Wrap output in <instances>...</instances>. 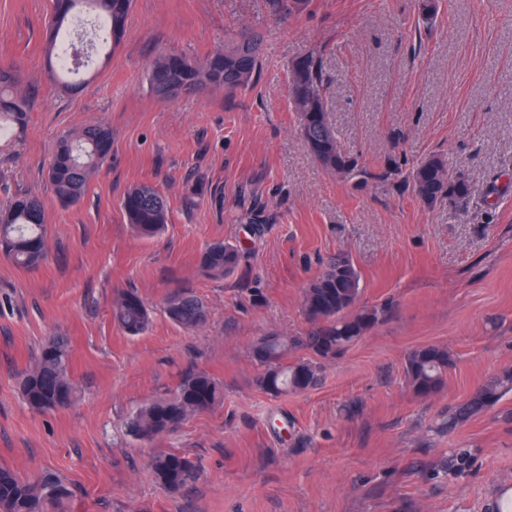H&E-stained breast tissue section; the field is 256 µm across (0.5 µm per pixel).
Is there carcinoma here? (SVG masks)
<instances>
[{"mask_svg":"<svg viewBox=\"0 0 512 512\" xmlns=\"http://www.w3.org/2000/svg\"><path fill=\"white\" fill-rule=\"evenodd\" d=\"M45 52L53 80L64 89L74 87L75 71L64 66L58 36L84 16L103 23L105 31L118 43L132 10V0H53ZM308 0H267L271 14L286 17L301 12ZM263 37L245 28L235 39L202 60L175 52H161L151 62L148 80L152 92L160 98H174L182 93L205 89L232 93L247 87L259 70ZM21 76L13 67H0V139L21 136L27 127L29 105L20 91ZM290 99L299 117L300 131L308 151L327 170L343 180H386L400 175L401 168L372 173L349 153L337 137L331 122L327 86L322 61L314 53L296 58L290 66ZM112 150V128L94 122L66 133L50 162L47 178L56 202L69 207L84 196L88 183L99 174ZM415 198L425 206L448 203L455 205L472 195L469 181L448 170L442 156L423 158L404 176ZM121 210L134 231L142 238L158 235L168 224L166 199L148 184L128 190L121 200ZM46 205L31 195H18L0 208V255L14 266L38 267L46 253ZM240 263L239 249L217 241L200 255L201 269L212 277H224ZM360 295V276L349 255L339 252L329 259L324 272L305 288L303 310L317 327L305 336H267L252 348V356L263 368L259 386L273 395L301 392L317 385L321 360L334 356L362 338L378 323L382 315L376 307L354 310ZM165 314L176 326L193 330L206 321L205 302L188 291L172 294ZM112 317L129 336H139L149 327L150 315L141 297L133 292L121 293L112 303ZM302 348L314 358L288 361V352ZM71 346L64 336L50 337L34 366L22 374L20 391L34 410L65 407L74 402L77 388L69 366ZM452 365L449 351L439 345L412 350L405 360L407 383L419 396L436 393ZM512 391V372L487 381L471 397L448 410V428L496 404ZM221 384L203 371L186 375L176 393L143 405L127 421L134 439L151 443L176 429L188 417L221 405ZM473 455L468 448L456 450L451 469H468ZM155 479L171 491H179L196 478L193 463L175 452L155 454L150 461ZM73 490L52 472L23 478L14 470L0 467V512H71Z\"/></svg>","mask_w":512,"mask_h":512,"instance_id":"1","label":"carcinoma"}]
</instances>
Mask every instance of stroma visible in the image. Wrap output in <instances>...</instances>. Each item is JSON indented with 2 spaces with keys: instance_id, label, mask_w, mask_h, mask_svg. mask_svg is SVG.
Segmentation results:
<instances>
[{
  "instance_id": "obj_1",
  "label": "stroma",
  "mask_w": 512,
  "mask_h": 512,
  "mask_svg": "<svg viewBox=\"0 0 512 512\" xmlns=\"http://www.w3.org/2000/svg\"><path fill=\"white\" fill-rule=\"evenodd\" d=\"M52 12L53 0H0V58L20 68L30 104L0 163V207L39 197L48 228L37 269L0 257V466L57 473L74 512H492L512 489V393L453 429L448 408L512 370V0H439L430 21L417 0H310L282 20L266 0H135L121 43L91 57L72 93L46 65ZM245 25L264 37L249 87L152 93L157 51L202 59ZM307 52L323 59L331 121L360 164L440 154L470 200L427 207L402 183L323 168L289 98V64ZM96 121L111 126L112 151L83 200L61 207L46 178L56 144ZM142 183L170 209L151 240L119 206ZM216 241L241 252L221 279L198 264ZM339 252L360 273L358 307L384 314L324 360L317 386L270 395L252 347L311 329L303 292ZM126 291L150 313L136 337L111 316ZM178 291L206 303L200 329L167 319ZM54 335L70 341L79 396L37 411L20 378ZM429 344L453 364L420 397L404 363ZM192 371L222 382L223 405L151 444L128 435V416ZM460 446L475 461L452 478ZM162 450L194 463L185 491L156 481L149 460Z\"/></svg>"
}]
</instances>
